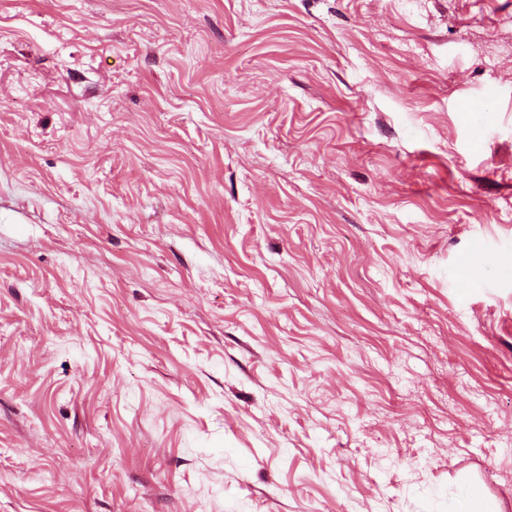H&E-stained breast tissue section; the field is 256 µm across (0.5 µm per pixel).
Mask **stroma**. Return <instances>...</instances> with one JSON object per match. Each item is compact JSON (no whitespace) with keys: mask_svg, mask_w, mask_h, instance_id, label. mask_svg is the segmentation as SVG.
<instances>
[{"mask_svg":"<svg viewBox=\"0 0 512 512\" xmlns=\"http://www.w3.org/2000/svg\"><path fill=\"white\" fill-rule=\"evenodd\" d=\"M472 486L512 512V0H0V512Z\"/></svg>","mask_w":512,"mask_h":512,"instance_id":"stroma-1","label":"stroma"}]
</instances>
